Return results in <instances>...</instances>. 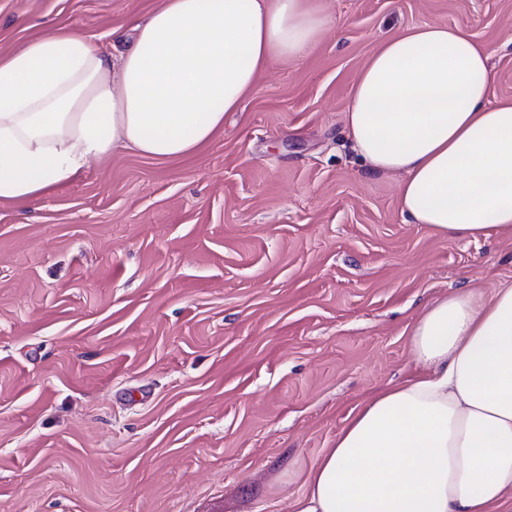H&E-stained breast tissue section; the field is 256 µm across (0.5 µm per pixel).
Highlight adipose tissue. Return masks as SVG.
Segmentation results:
<instances>
[{"label":"adipose tissue","instance_id":"adipose-tissue-1","mask_svg":"<svg viewBox=\"0 0 512 512\" xmlns=\"http://www.w3.org/2000/svg\"><path fill=\"white\" fill-rule=\"evenodd\" d=\"M320 0H163L101 46L69 31L0 55V201L24 204L118 149L187 156L271 62L313 51ZM462 25L385 39L345 128L370 173L403 175L409 223L445 240L512 235V98ZM423 376L362 406L292 512H499L512 506V286L430 302L410 332Z\"/></svg>","mask_w":512,"mask_h":512}]
</instances>
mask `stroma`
Masks as SVG:
<instances>
[{
  "label": "stroma",
  "instance_id": "1",
  "mask_svg": "<svg viewBox=\"0 0 512 512\" xmlns=\"http://www.w3.org/2000/svg\"><path fill=\"white\" fill-rule=\"evenodd\" d=\"M161 0H0V53L68 28L110 42ZM190 157L119 149L0 201V512H290L337 432L422 374L431 301L512 284V238L439 240L344 132L386 37L460 24L512 97V0H322Z\"/></svg>",
  "mask_w": 512,
  "mask_h": 512
}]
</instances>
